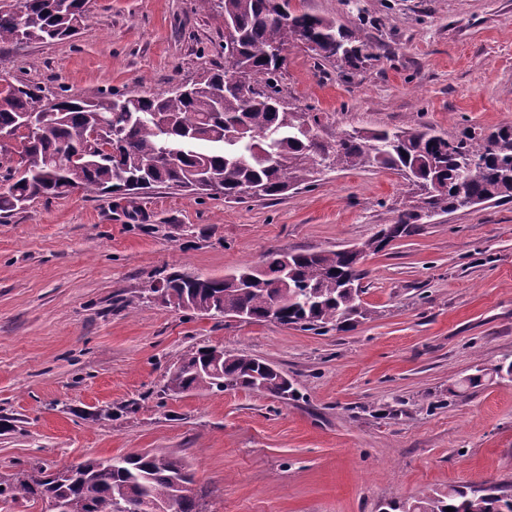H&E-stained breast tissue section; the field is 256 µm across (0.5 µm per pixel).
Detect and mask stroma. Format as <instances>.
Here are the masks:
<instances>
[{
  "instance_id": "obj_1",
  "label": "stroma",
  "mask_w": 512,
  "mask_h": 512,
  "mask_svg": "<svg viewBox=\"0 0 512 512\" xmlns=\"http://www.w3.org/2000/svg\"><path fill=\"white\" fill-rule=\"evenodd\" d=\"M372 46L358 68L288 47L280 97L353 129L448 138L512 126V0H291ZM224 24L197 0H90L76 38L0 44V80L97 101L152 97L224 68ZM394 171L333 169L271 200L159 186L75 192L0 215V480L43 464L177 451L203 512H379L451 487L512 490V201L420 220L369 256L372 315L318 334L166 306L174 271L221 277L271 250H336L409 210ZM261 358L297 398L174 394L190 347ZM484 369L481 386L462 379Z\"/></svg>"
}]
</instances>
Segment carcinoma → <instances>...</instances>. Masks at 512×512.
<instances>
[{"instance_id": "cac0c4a2", "label": "carcinoma", "mask_w": 512, "mask_h": 512, "mask_svg": "<svg viewBox=\"0 0 512 512\" xmlns=\"http://www.w3.org/2000/svg\"><path fill=\"white\" fill-rule=\"evenodd\" d=\"M217 2L232 33L224 43L222 70L208 73L187 92L153 98L115 92L96 103L57 97L55 116L36 137H22L24 170L0 177V213L38 197L80 191L123 198L158 185L203 191L206 179L227 201L269 199L301 184L317 170L386 168L413 175L418 200L412 209L353 248L273 250L260 271L244 265L222 278L174 272L162 279V301L214 317L245 316L265 322L271 312L283 326L348 331L370 314L360 298L364 261L418 228L424 217L452 213L467 201H512V127L481 136L448 139L426 126L409 131L356 130L321 140L306 113L279 98L277 73L290 45L314 44L319 59L350 67L375 58L371 46L322 18L291 10L290 0ZM86 18L84 0H0V43L61 41L76 36ZM233 73L247 95L214 90ZM45 99L39 87L11 84L0 90V130L20 131L21 116ZM173 150L169 166L159 158ZM284 284L273 287L274 282ZM288 399L293 384L276 366L248 354L216 356L191 347L169 369L167 390L252 389ZM184 458L151 450L87 460L54 474L39 466L23 479L0 481V501L26 503L60 498L66 512H152L157 503L177 512H202V495ZM512 512V494L497 486L448 488L412 502L392 501L386 512Z\"/></svg>"}]
</instances>
